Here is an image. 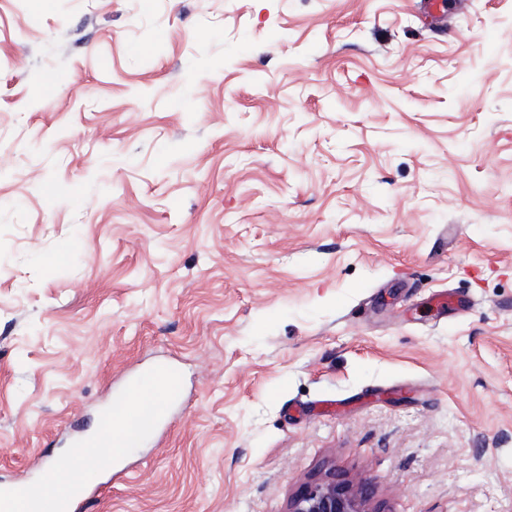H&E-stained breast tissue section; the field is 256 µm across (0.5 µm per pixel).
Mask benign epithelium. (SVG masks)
<instances>
[{
	"instance_id": "1",
	"label": "benign epithelium",
	"mask_w": 512,
	"mask_h": 512,
	"mask_svg": "<svg viewBox=\"0 0 512 512\" xmlns=\"http://www.w3.org/2000/svg\"><path fill=\"white\" fill-rule=\"evenodd\" d=\"M367 486L353 487L334 472L302 484L288 500L287 512H377L369 507Z\"/></svg>"
}]
</instances>
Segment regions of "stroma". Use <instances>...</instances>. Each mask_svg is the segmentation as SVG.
<instances>
[{
  "label": "stroma",
  "mask_w": 512,
  "mask_h": 512,
  "mask_svg": "<svg viewBox=\"0 0 512 512\" xmlns=\"http://www.w3.org/2000/svg\"><path fill=\"white\" fill-rule=\"evenodd\" d=\"M0 0V481L160 366L85 512H512V0ZM135 393L134 391L127 397L118 398L116 404L120 405L123 403V400L133 398ZM173 393L167 394L161 384L143 378L138 385V394L130 402L129 411L113 407L112 417L104 425L103 434L106 435V439L101 446L108 447L105 448L107 452H110L112 448V454H115L116 458L122 456L131 444L151 428L159 417L166 399ZM125 413L129 414L125 421L116 419V416H121ZM115 434L122 436L129 446L121 448V446L112 445V435L114 436ZM367 486L355 488L335 472L302 484L288 500L287 512H379L370 509Z\"/></svg>",
  "instance_id": "1"
}]
</instances>
